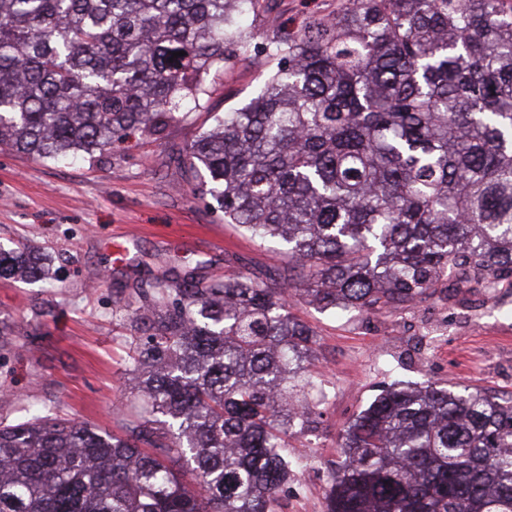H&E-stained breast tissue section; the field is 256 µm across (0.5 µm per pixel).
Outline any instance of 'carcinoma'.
Masks as SVG:
<instances>
[{
    "mask_svg": "<svg viewBox=\"0 0 512 512\" xmlns=\"http://www.w3.org/2000/svg\"><path fill=\"white\" fill-rule=\"evenodd\" d=\"M268 4L0 0V146L70 163L162 139ZM265 50L264 88L177 168L287 248L281 287L193 268L138 289L123 433L47 407L0 423V512H276L326 401L292 295L370 314L512 277V0H342ZM50 275L0 247V278ZM339 447L327 512H512V398L395 381Z\"/></svg>",
    "mask_w": 512,
    "mask_h": 512,
    "instance_id": "carcinoma-1",
    "label": "carcinoma"
}]
</instances>
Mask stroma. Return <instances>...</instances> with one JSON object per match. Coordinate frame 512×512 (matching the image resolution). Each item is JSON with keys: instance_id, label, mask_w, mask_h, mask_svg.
Listing matches in <instances>:
<instances>
[{"instance_id": "stroma-1", "label": "stroma", "mask_w": 512, "mask_h": 512, "mask_svg": "<svg viewBox=\"0 0 512 512\" xmlns=\"http://www.w3.org/2000/svg\"><path fill=\"white\" fill-rule=\"evenodd\" d=\"M339 2L273 0L241 28L266 36L335 13ZM269 71L251 42L225 65L205 108L172 122L161 140L135 136L91 160L59 164L0 146V244L52 255L58 277L53 285L0 279V421L46 405L116 429L117 406L134 399L122 308L136 287L195 267L209 280L240 270L280 285L287 254L225 223L215 201L192 194L195 175L175 168L214 113L246 104ZM295 313L316 334L328 398L314 434L291 441L307 465L278 512H327L326 466L341 458L339 435L383 384L432 381L512 397V284L386 313L353 317L304 302Z\"/></svg>"}]
</instances>
